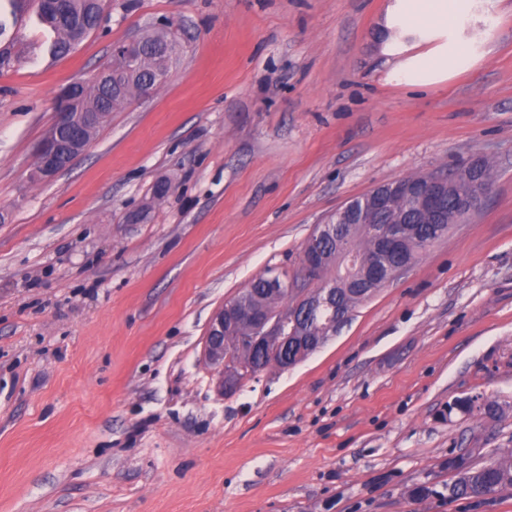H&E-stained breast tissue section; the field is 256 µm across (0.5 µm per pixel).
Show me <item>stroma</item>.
<instances>
[{"label":"stroma","mask_w":512,"mask_h":512,"mask_svg":"<svg viewBox=\"0 0 512 512\" xmlns=\"http://www.w3.org/2000/svg\"><path fill=\"white\" fill-rule=\"evenodd\" d=\"M393 2L106 0L59 57L35 9L0 15V512H512L441 495L449 457L512 451V0L444 36ZM162 24L165 84L31 180L59 88ZM448 39L451 77H398ZM480 157L478 210L305 361L220 394L216 309L349 200Z\"/></svg>","instance_id":"35a3bbf8"}]
</instances>
